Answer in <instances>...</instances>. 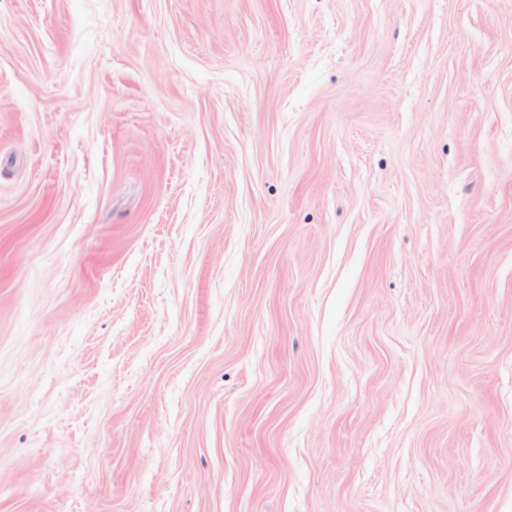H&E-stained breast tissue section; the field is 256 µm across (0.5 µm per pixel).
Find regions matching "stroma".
<instances>
[{
  "label": "stroma",
  "mask_w": 512,
  "mask_h": 512,
  "mask_svg": "<svg viewBox=\"0 0 512 512\" xmlns=\"http://www.w3.org/2000/svg\"><path fill=\"white\" fill-rule=\"evenodd\" d=\"M0 512H512V0H0Z\"/></svg>",
  "instance_id": "obj_1"
}]
</instances>
